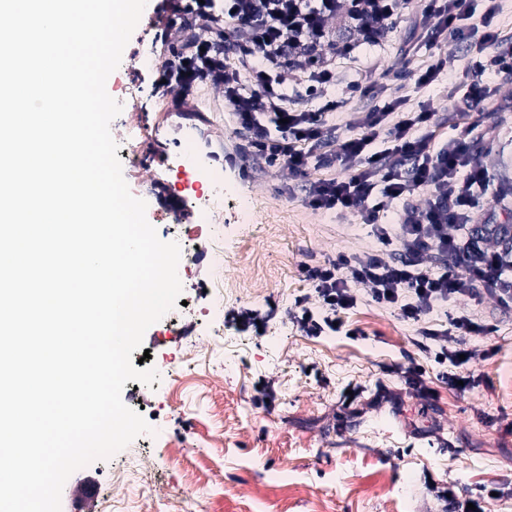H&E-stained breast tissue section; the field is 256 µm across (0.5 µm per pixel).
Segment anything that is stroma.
Wrapping results in <instances>:
<instances>
[{
    "label": "stroma",
    "mask_w": 512,
    "mask_h": 512,
    "mask_svg": "<svg viewBox=\"0 0 512 512\" xmlns=\"http://www.w3.org/2000/svg\"><path fill=\"white\" fill-rule=\"evenodd\" d=\"M156 0H147L119 67L106 89L122 111L110 125L116 142L137 149L123 163L131 193L147 203L146 217L162 241L191 231L177 224L170 203L186 194L181 167L182 133L194 131L202 154H214L224 173V206L213 217L224 227V247L244 239V250L224 264V281L239 280L250 262L262 270L247 288L225 297L222 313L208 314L210 284L206 260L179 268L182 302L168 317L151 325L133 359L161 368L173 356L186 355L190 365L180 387L169 381L152 385L126 382L124 404L151 411L150 432L122 450L80 468L61 494V512H76L71 484H93L126 512L142 501L156 512L174 494L183 495L189 512H443V488L461 496L481 485H497L498 497L486 500L484 512H512V314L487 301L485 315L496 318L493 336L472 341V357L458 374L473 376L475 386L459 393L437 381L434 357L440 341L419 338L415 325L396 310L378 307L366 290L357 289V304L345 311L347 325L364 336H308L293 320L294 301L311 294L303 266L319 265L339 253L366 258L381 245L371 226L358 217L316 211L304 202L305 180L344 176L342 166H310L307 176L288 167H267L246 149L245 132L236 129L224 110V98L201 84L187 97L195 112H161L153 81L156 70L136 69L135 55L167 59L154 25ZM477 46L432 38L410 10L383 43L362 48L356 60L338 63L339 78L329 95H341L346 83L364 77L383 87L364 106L399 98L408 111L431 106L447 113L435 132L444 142L459 122L457 104L467 85L494 90L488 122L496 142L475 147L477 162L512 173V78L471 71ZM445 59L437 79L417 84L415 74L431 60ZM251 209L241 221V205ZM276 308L263 331L244 330L228 319L241 308ZM418 365L431 377L430 392L410 388L406 371ZM209 374L211 391L200 396L189 379ZM356 398L343 407L342 394ZM233 408V419L217 424L212 407ZM148 461L149 473L134 481L117 480L131 454ZM211 470L207 486L195 484L199 464ZM304 486L305 495L272 497L269 484Z\"/></svg>",
    "instance_id": "35a3bbf8"
}]
</instances>
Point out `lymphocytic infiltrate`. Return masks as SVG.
Returning <instances> with one entry per match:
<instances>
[{"label": "lymphocytic infiltrate", "instance_id": "lymphocytic-infiltrate-1", "mask_svg": "<svg viewBox=\"0 0 512 512\" xmlns=\"http://www.w3.org/2000/svg\"><path fill=\"white\" fill-rule=\"evenodd\" d=\"M473 0H423L422 18L435 35L461 42L479 41L474 67L512 76V53L495 52L492 27L476 31L469 19ZM411 0H160L156 21L187 18L191 38L174 46L158 73L163 90L185 92L196 82L222 88L224 109L243 130L254 155L268 166L287 165L306 175L311 162L339 161L345 177L310 183L305 201L315 210L353 214L371 225L382 249L359 259L337 254L302 272L319 301L311 310L307 297L295 301V321L306 335L334 331L344 311L357 302L356 288H367L374 304L398 309L423 339L439 338L426 318L441 301L464 298L473 312L451 321L452 347H441L435 360L438 380L472 388L473 378L448 371L468 354L471 339L493 335L496 326L478 307L493 299L512 311V226L479 233L473 218L479 189L503 182L501 174L478 164L471 145L477 127L456 124L455 134L434 144L431 128L445 114L429 107L407 112L399 99L354 113L336 154L323 153L328 117L350 100L362 98L359 81L347 83L343 99L327 100L318 110H298L284 91L292 72L309 95L323 97L336 83L337 60L350 57L360 44H380L393 31ZM353 32L350 41L336 31ZM385 147L372 151L376 141ZM381 196H374L375 186ZM401 201L399 221H380L390 202Z\"/></svg>", "mask_w": 512, "mask_h": 512}]
</instances>
